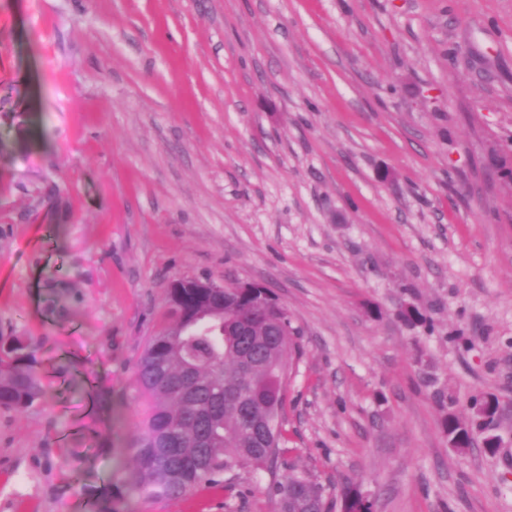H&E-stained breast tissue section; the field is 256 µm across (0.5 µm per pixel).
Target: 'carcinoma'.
Instances as JSON below:
<instances>
[{"instance_id": "carcinoma-1", "label": "carcinoma", "mask_w": 512, "mask_h": 512, "mask_svg": "<svg viewBox=\"0 0 512 512\" xmlns=\"http://www.w3.org/2000/svg\"><path fill=\"white\" fill-rule=\"evenodd\" d=\"M259 290L240 294L224 310L223 334L211 333L201 317V302L191 297L167 306L164 341L151 336L135 367V386L144 415L130 435L127 451L134 468L124 479L141 499H177L190 489L218 486L245 466L265 468L280 512H326L325 489L302 472L281 477L275 471L283 442L284 391L300 354L299 331L275 297L253 304ZM253 342L271 352L276 369L261 364L244 369L241 347ZM253 393L265 430H249L231 401L243 390ZM47 398L36 347L28 339L0 336V410L21 412ZM444 427L455 449L464 451L474 431L484 428L477 411L469 421L449 412ZM344 512H371L355 488L344 492Z\"/></svg>"}]
</instances>
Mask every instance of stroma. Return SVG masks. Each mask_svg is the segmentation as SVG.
<instances>
[{
	"label": "stroma",
	"instance_id": "1",
	"mask_svg": "<svg viewBox=\"0 0 512 512\" xmlns=\"http://www.w3.org/2000/svg\"><path fill=\"white\" fill-rule=\"evenodd\" d=\"M512 0H0V512H512ZM269 288L298 328L275 472L128 496L166 284ZM420 309L424 319L402 313ZM500 407L496 450L451 446ZM46 398L35 345L20 336L7 342L0 336V410L21 412ZM481 401L474 399L472 404L473 416L469 421L460 420L454 413L448 412L444 418V427L448 433V438L455 449L459 452H464L468 448L467 445L471 442L475 430L482 431L484 428L483 415L476 411V406ZM470 444L469 448L472 446ZM272 478L270 489L278 498L280 512H307L310 507L315 509L312 512L327 510L324 487L306 474L289 472Z\"/></svg>",
	"mask_w": 512,
	"mask_h": 512
}]
</instances>
